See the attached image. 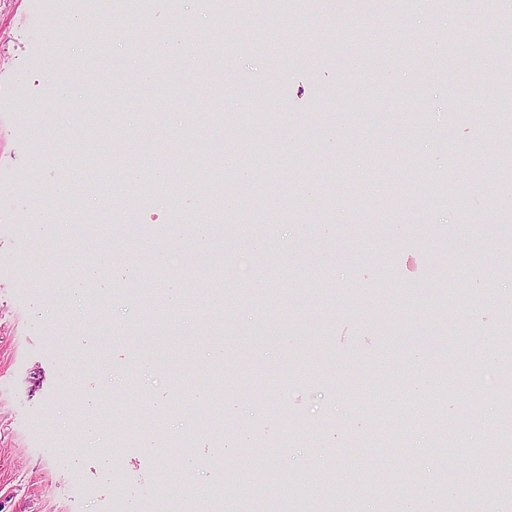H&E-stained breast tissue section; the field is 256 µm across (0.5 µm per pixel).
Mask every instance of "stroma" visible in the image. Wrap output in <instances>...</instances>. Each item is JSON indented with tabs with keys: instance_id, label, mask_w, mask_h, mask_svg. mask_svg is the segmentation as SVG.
<instances>
[{
	"instance_id": "35a3bbf8",
	"label": "stroma",
	"mask_w": 512,
	"mask_h": 512,
	"mask_svg": "<svg viewBox=\"0 0 512 512\" xmlns=\"http://www.w3.org/2000/svg\"><path fill=\"white\" fill-rule=\"evenodd\" d=\"M103 4L0 0V512H114L122 500L167 512L164 472L193 473L210 488L207 499L187 491L183 512L260 493L267 512H282L291 495L303 512H412L439 507L443 484L454 512H506L512 466L498 461L497 434L508 373L495 341L512 325V268L501 263L512 177L498 153L512 138V0H408L400 22L364 0H288L278 36L231 15L257 44L244 52L198 0H146L149 31L177 25L187 41L186 53L162 59L125 39L123 15ZM74 16L81 26L67 27ZM86 109L109 114L112 129L79 119ZM93 144L117 181L129 163L148 169L169 155L162 191L145 197L127 183L108 212L89 188L59 203V183L92 182ZM257 149L265 162L249 166ZM419 167L439 173L443 192L462 183L466 193L427 205L408 191L380 217L385 193ZM214 171L237 202L227 225L266 220L275 249L254 251L242 238L227 253L225 228L199 246L172 239L171 225L195 223L192 189ZM39 205L65 213L60 237L29 228ZM86 224L118 229L116 244L81 238ZM457 231L470 235L471 254L449 251ZM246 251L253 276L242 283L235 268ZM103 252L116 265L95 299L60 323L62 282ZM175 252L177 268L153 265V254ZM216 278L226 281L219 303ZM175 279L187 292L169 309ZM115 320L122 335L109 330ZM134 349L150 363L128 399ZM74 371L83 383L72 392ZM217 375L237 379L219 414L203 421L193 405L174 408L176 387L207 395ZM436 384L448 390L442 413L457 442L445 460L411 418ZM397 386L413 387V398L391 400ZM469 400L478 420L462 418ZM386 401L395 440L348 446V433L372 431L370 411ZM117 414L148 419L150 432L120 440ZM76 422L98 430L79 448ZM242 424L262 450L253 459L262 475L216 434ZM188 430V450L163 451ZM110 447L111 479L98 463ZM380 459L389 475L377 486Z\"/></svg>"
}]
</instances>
